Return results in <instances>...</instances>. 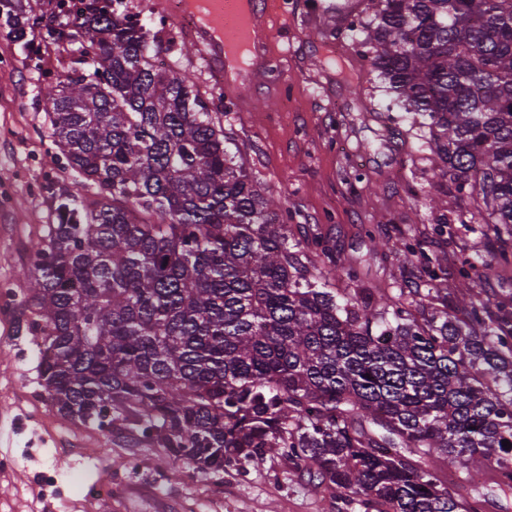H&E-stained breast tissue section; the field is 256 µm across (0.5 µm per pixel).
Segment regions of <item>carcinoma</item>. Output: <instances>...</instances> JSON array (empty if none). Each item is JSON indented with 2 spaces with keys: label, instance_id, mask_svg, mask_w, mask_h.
<instances>
[{
  "label": "carcinoma",
  "instance_id": "carcinoma-1",
  "mask_svg": "<svg viewBox=\"0 0 512 512\" xmlns=\"http://www.w3.org/2000/svg\"><path fill=\"white\" fill-rule=\"evenodd\" d=\"M45 45L78 56L42 89L49 141L92 199L45 178L53 223L29 246L19 307L41 337L58 412L120 426L218 477L287 460L360 512H478L444 483L512 489V311L478 298L466 260L401 239L423 291L377 293L328 242L290 237L288 207L229 151L192 76L159 67L157 35L107 0H80ZM349 25L391 101L421 117L460 224L512 251V0H366ZM24 0H0L16 39Z\"/></svg>",
  "mask_w": 512,
  "mask_h": 512
}]
</instances>
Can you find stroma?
Wrapping results in <instances>:
<instances>
[{"label": "stroma", "instance_id": "stroma-1", "mask_svg": "<svg viewBox=\"0 0 512 512\" xmlns=\"http://www.w3.org/2000/svg\"><path fill=\"white\" fill-rule=\"evenodd\" d=\"M328 2L291 0L288 17L273 19L288 35L271 44L278 65L271 78L287 80L289 101L267 106L250 98L237 109L216 98L209 107L221 115L230 151L292 211V238H326L365 287L422 289L419 268L395 251L373 249L364 227L447 253L452 273L497 243L457 223L472 210L470 197L457 199L448 223L430 211L435 188L423 159L421 118L391 106L345 33L347 14L327 11ZM71 56L53 48L30 53L0 26V58L14 62L10 73H0V195L8 198L0 206V279L20 293L28 287L22 269L29 243L52 220L45 197L28 191V183L49 175L80 196L94 194L50 150L39 94L43 73L58 74ZM472 277L480 298L512 307V264L479 265ZM40 345L16 320L0 317V458L14 462L0 469V512H336L328 491L296 476L286 460L214 478L189 463L175 468L164 449L130 432L107 433L60 414L40 385ZM133 455L139 468L127 464ZM105 481L117 495H94Z\"/></svg>", "mask_w": 512, "mask_h": 512}]
</instances>
